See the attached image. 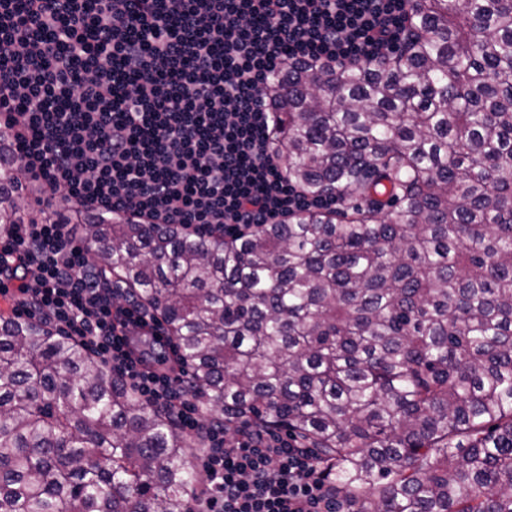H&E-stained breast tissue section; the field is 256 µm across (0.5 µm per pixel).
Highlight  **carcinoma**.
I'll list each match as a JSON object with an SVG mask.
<instances>
[{
	"instance_id": "1",
	"label": "carcinoma",
	"mask_w": 512,
	"mask_h": 512,
	"mask_svg": "<svg viewBox=\"0 0 512 512\" xmlns=\"http://www.w3.org/2000/svg\"><path fill=\"white\" fill-rule=\"evenodd\" d=\"M394 57L271 89L306 193L237 239L84 227L231 431L286 430L336 512H512V0H412ZM0 139V230L22 223ZM174 422L46 322L0 315V512H188Z\"/></svg>"
}]
</instances>
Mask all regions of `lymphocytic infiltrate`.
<instances>
[{
	"mask_svg": "<svg viewBox=\"0 0 512 512\" xmlns=\"http://www.w3.org/2000/svg\"><path fill=\"white\" fill-rule=\"evenodd\" d=\"M410 0H0V118L56 220L0 240V298L95 352L188 435L204 434L191 512H336L313 451L225 434L186 371L132 346L160 323L94 269L72 217L121 213L232 237L332 210L288 180L265 89L286 65L342 70L397 49Z\"/></svg>",
	"mask_w": 512,
	"mask_h": 512,
	"instance_id": "obj_1",
	"label": "lymphocytic infiltrate"
}]
</instances>
